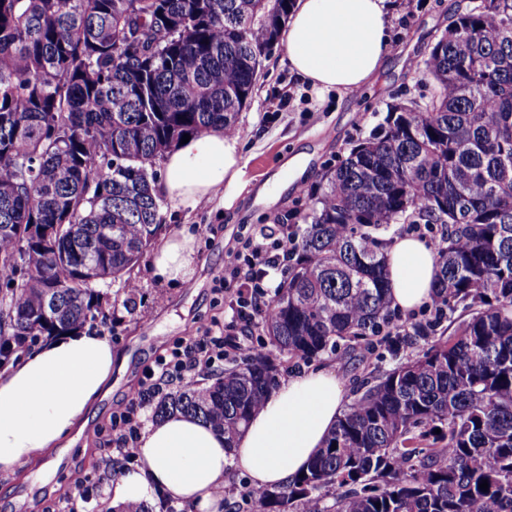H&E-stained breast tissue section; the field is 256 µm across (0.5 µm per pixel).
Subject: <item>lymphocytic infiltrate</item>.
I'll return each instance as SVG.
<instances>
[{
	"instance_id": "lymphocytic-infiltrate-1",
	"label": "lymphocytic infiltrate",
	"mask_w": 512,
	"mask_h": 512,
	"mask_svg": "<svg viewBox=\"0 0 512 512\" xmlns=\"http://www.w3.org/2000/svg\"><path fill=\"white\" fill-rule=\"evenodd\" d=\"M292 252L288 229L283 225L251 232L232 251L230 277L222 282L224 302L232 312L228 326L206 327L201 336L177 343L169 355L145 370L140 388L126 410L112 420L118 456L135 458L141 414L164 396L172 382L185 379L196 370L215 369L223 364L225 330L245 332L256 326L265 312L264 282L270 271L287 267Z\"/></svg>"
}]
</instances>
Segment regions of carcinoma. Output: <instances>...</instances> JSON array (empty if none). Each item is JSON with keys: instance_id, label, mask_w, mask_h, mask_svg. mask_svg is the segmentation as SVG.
Returning a JSON list of instances; mask_svg holds the SVG:
<instances>
[{"instance_id": "carcinoma-1", "label": "carcinoma", "mask_w": 512, "mask_h": 512, "mask_svg": "<svg viewBox=\"0 0 512 512\" xmlns=\"http://www.w3.org/2000/svg\"><path fill=\"white\" fill-rule=\"evenodd\" d=\"M293 2L0 0V369L98 319V283L136 284L164 229L157 163L186 134L239 132ZM422 68L439 91L389 106L285 216L294 258L260 322L279 361L156 405L231 449L280 362L432 339L360 384L304 476L254 490L256 512H512V0L466 5ZM421 222L444 228L438 307L399 325L386 248Z\"/></svg>"}]
</instances>
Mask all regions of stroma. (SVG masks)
Wrapping results in <instances>:
<instances>
[{
	"label": "stroma",
	"instance_id": "1",
	"mask_svg": "<svg viewBox=\"0 0 512 512\" xmlns=\"http://www.w3.org/2000/svg\"><path fill=\"white\" fill-rule=\"evenodd\" d=\"M390 51L382 72L367 90L319 91L296 78L285 45L265 61L250 102L238 115L243 160L232 205L221 198L194 206L165 204L167 231L194 239L190 283L164 281L145 253L135 272L139 290L127 295L121 282L101 289L111 303L105 321L93 328L108 336L114 354L112 380L91 405L89 422L61 463L29 481L0 474V512H110L112 498L105 471L113 460L112 420L124 411L143 373L168 354L173 344L199 335L203 326L229 321L218 279L241 236L297 205L330 165L345 157L354 142L367 138L391 104L431 97L432 78L417 74L418 63L467 0H394ZM395 365L384 348H355L343 360L326 355L310 362L285 361L278 382L304 371L334 370L345 394Z\"/></svg>",
	"mask_w": 512,
	"mask_h": 512
}]
</instances>
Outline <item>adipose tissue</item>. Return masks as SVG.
<instances>
[{
  "mask_svg": "<svg viewBox=\"0 0 512 512\" xmlns=\"http://www.w3.org/2000/svg\"><path fill=\"white\" fill-rule=\"evenodd\" d=\"M388 0H296L284 31L288 65L319 90L367 87L388 53ZM242 157L237 137L212 131L177 145L165 160L163 190L177 204L222 197L231 203ZM194 245L173 232L154 255L158 276L189 281ZM393 306L414 311L430 300L435 254L423 240L395 238L387 254ZM106 335L74 330L44 341L0 371V473L11 474L59 446L112 377ZM345 407L334 371L295 375L267 397L232 449L201 419L174 413L156 421L138 441L137 470L112 483V504L149 499L161 490L194 506L221 512L218 494L230 467L256 486L291 482L321 448Z\"/></svg>",
  "mask_w": 512,
  "mask_h": 512,
  "instance_id": "1",
  "label": "adipose tissue"
}]
</instances>
